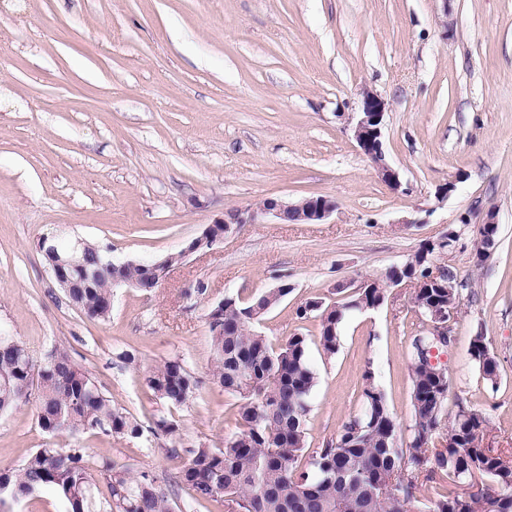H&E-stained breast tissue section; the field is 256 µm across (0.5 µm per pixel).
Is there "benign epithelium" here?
<instances>
[{
	"mask_svg": "<svg viewBox=\"0 0 512 512\" xmlns=\"http://www.w3.org/2000/svg\"><path fill=\"white\" fill-rule=\"evenodd\" d=\"M385 112V101L369 90L364 91L361 110L351 117L352 131L359 148L372 160L381 179L398 189L400 188L398 173L387 163L383 149L382 128ZM335 210L336 204L328 198L318 202L311 199L290 202L278 198H266L249 209L231 212L227 217L218 220V223L223 225V230L215 235L203 234L193 239L181 250L180 258L184 259L195 252L211 248L224 239V231L229 229L231 224H262L267 220L278 224H318L328 219ZM445 253L446 250L442 248L428 251L423 257V262L427 264V270L431 272L433 278L441 273L448 274V287L454 288L458 284L455 275L444 267L434 268V257ZM453 313L454 308L451 307L446 311H436L431 318L425 320L434 335V342L450 345L448 322Z\"/></svg>",
	"mask_w": 512,
	"mask_h": 512,
	"instance_id": "1",
	"label": "benign epithelium"
}]
</instances>
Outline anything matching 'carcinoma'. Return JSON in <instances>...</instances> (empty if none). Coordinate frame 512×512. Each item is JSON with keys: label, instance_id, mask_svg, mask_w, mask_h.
<instances>
[{"label": "carcinoma", "instance_id": "cac0c4a2", "mask_svg": "<svg viewBox=\"0 0 512 512\" xmlns=\"http://www.w3.org/2000/svg\"><path fill=\"white\" fill-rule=\"evenodd\" d=\"M420 244L387 279H406L419 272ZM87 263L80 288L63 289L69 303L91 319L105 321L112 308V289L131 285L155 288L160 271L148 266L119 264L99 267L100 246L83 242ZM448 278L428 282L415 295L419 315L460 302V291L448 294ZM288 295L273 290L242 305L228 297L209 313L213 380L224 393L239 398L237 415L242 430L222 448L201 443L187 450L188 459L175 483L197 501H224V512H512V453L474 445L465 438L470 428H488L486 417L461 410L446 419L448 377L427 368L412 337L413 416L406 440L397 444L396 422L383 393L364 376V411L346 421L336 442L309 454L306 448L307 398L315 376L306 359L305 338L294 335L274 348L252 329V309L268 311ZM386 289L373 286L355 299L322 312L320 344L336 351L337 330L348 309L375 308ZM472 358L483 379L495 388L498 364L477 335ZM27 348L12 336H0V413L35 400L40 428L51 435L99 431L105 435H141L140 427L119 410L88 372L76 365L64 347L56 346L33 377ZM147 387L170 405L186 403L197 389L180 358L165 360L144 378ZM104 476L106 492L95 494L91 467ZM444 472L455 489L424 503L417 496L419 475L431 468ZM51 488L70 512H170L165 489L145 472L131 477L108 458L91 462L81 448H39L17 467H0V512L18 501Z\"/></svg>", "mask_w": 512, "mask_h": 512}]
</instances>
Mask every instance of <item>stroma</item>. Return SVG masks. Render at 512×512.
I'll return each instance as SVG.
<instances>
[{
	"mask_svg": "<svg viewBox=\"0 0 512 512\" xmlns=\"http://www.w3.org/2000/svg\"><path fill=\"white\" fill-rule=\"evenodd\" d=\"M382 97L387 162L379 177L349 119L363 91ZM455 188L437 199L440 184ZM321 195L318 224H234L152 292L112 291L88 318L54 282L38 243L103 247L114 263L157 262L224 214L272 197ZM498 222L485 260L479 226ZM455 233L437 258L464 286L453 342L438 355L447 412L483 413V444L512 448V0H0V334L35 361L65 346L140 437L50 435L34 403L0 415V466L38 448H82L130 475L152 473L171 512H224L173 478L189 448L238 433L235 398L213 381L210 308L290 292L256 323L274 345L299 334L316 374L306 447L334 441L362 409L364 378L405 438L412 420V289L346 313L337 349L319 343L320 310L352 284L384 280L425 240ZM205 295H194L197 286ZM483 334L499 365L488 384L470 355ZM180 358L198 382L172 406L144 376ZM176 435H156L158 416Z\"/></svg>",
	"mask_w": 512,
	"mask_h": 512,
	"instance_id": "obj_1",
	"label": "stroma"
}]
</instances>
